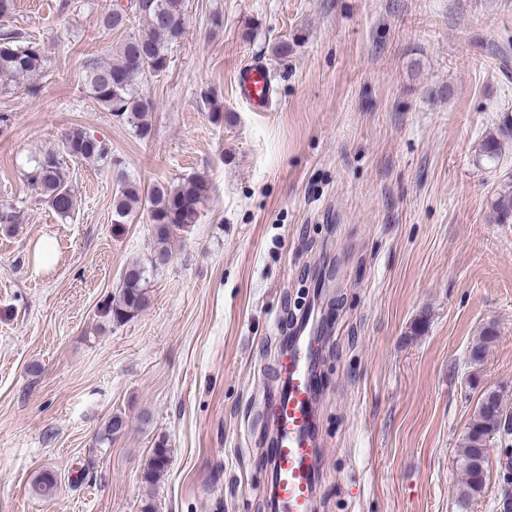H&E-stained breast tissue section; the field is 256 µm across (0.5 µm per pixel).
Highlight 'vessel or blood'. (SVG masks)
Segmentation results:
<instances>
[{
	"label": "vessel or blood",
	"instance_id": "1",
	"mask_svg": "<svg viewBox=\"0 0 512 512\" xmlns=\"http://www.w3.org/2000/svg\"><path fill=\"white\" fill-rule=\"evenodd\" d=\"M271 73L263 64H245L237 79L239 96L259 109H267ZM314 342L305 336L284 344L279 361L281 391L267 408L275 439L267 450L277 512H311L315 479L322 467L318 443L309 431L318 380L309 371Z\"/></svg>",
	"mask_w": 512,
	"mask_h": 512
}]
</instances>
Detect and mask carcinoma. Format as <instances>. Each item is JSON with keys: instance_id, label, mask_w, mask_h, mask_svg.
Returning <instances> with one entry per match:
<instances>
[{"instance_id": "1", "label": "carcinoma", "mask_w": 512, "mask_h": 512, "mask_svg": "<svg viewBox=\"0 0 512 512\" xmlns=\"http://www.w3.org/2000/svg\"><path fill=\"white\" fill-rule=\"evenodd\" d=\"M187 0H129L127 8L115 9L110 3L103 7L100 22L104 29L120 33L110 62L90 60L85 66V81L92 99L118 121L131 126L145 139L150 136L151 125L147 120L149 102L141 92L148 78L165 71L169 65L170 51L178 44L186 30ZM140 19L144 31H134L132 20ZM46 57L40 43L27 38L18 28L0 33V76L7 78L16 88L29 86L32 79L46 72ZM102 162L106 164L116 191L112 200L115 230L129 223L141 210L147 211L152 224V256L150 264L134 263L126 267L121 288L98 307L99 316L110 323L121 324L141 313L149 300V284L153 271L168 263L170 239L178 230H186L198 222L208 192L207 184L199 178H187L177 187H153L144 190L129 175L124 163L112 157V147L81 128L67 130L59 150L46 151L34 159L27 172V184L50 208L66 218L74 211L77 199L72 185L67 181L64 159ZM497 336L490 326L471 347L470 363L477 365L484 360L488 344ZM506 412L501 392L485 394L477 414L464 438L460 465L465 475L457 507L458 512H468L473 498L485 487L488 464V441L500 431V417ZM124 419L118 415L106 424L99 434V443L112 441L120 432ZM171 454L164 442L153 449L143 473L145 482L152 484L167 471ZM57 476L49 470L40 472L30 483L29 491L40 498L52 496L57 490Z\"/></svg>"}]
</instances>
